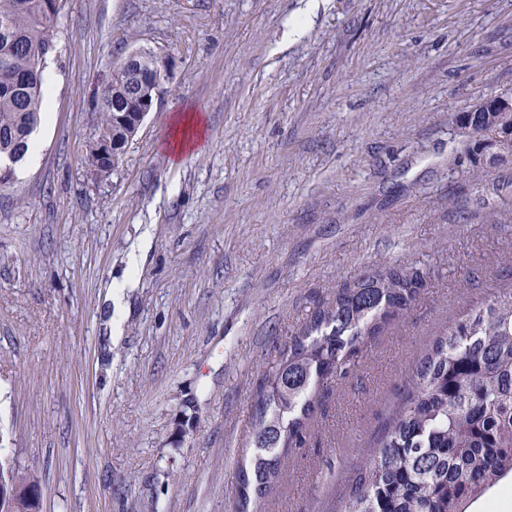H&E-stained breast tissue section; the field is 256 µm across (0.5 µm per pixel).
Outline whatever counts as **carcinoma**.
Here are the masks:
<instances>
[{"label":"carcinoma","mask_w":512,"mask_h":512,"mask_svg":"<svg viewBox=\"0 0 512 512\" xmlns=\"http://www.w3.org/2000/svg\"><path fill=\"white\" fill-rule=\"evenodd\" d=\"M42 0H0V186L10 183L42 120L44 71L55 52L52 24L40 19ZM161 62L150 49L113 67L97 100L95 137L129 142L135 131L116 123L114 110L140 108L141 75ZM482 137L512 134V108L460 113ZM85 147L87 171L100 181L119 167ZM421 275L384 268L344 283L317 303L266 370L257 391L255 426L238 466V512H253L287 462L306 443L319 388L363 352L366 338L407 310ZM512 481V288L471 308L415 362L410 387L391 410L323 512H467Z\"/></svg>","instance_id":"1"}]
</instances>
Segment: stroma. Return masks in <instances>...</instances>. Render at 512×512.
Listing matches in <instances>:
<instances>
[{"instance_id": "obj_1", "label": "stroma", "mask_w": 512, "mask_h": 512, "mask_svg": "<svg viewBox=\"0 0 512 512\" xmlns=\"http://www.w3.org/2000/svg\"><path fill=\"white\" fill-rule=\"evenodd\" d=\"M56 40L40 159L0 187V460L42 512H235L279 349L329 289L417 270L259 505L322 512L435 336L512 286V161L456 123L512 90V0H67ZM142 47L158 103L91 180L96 101ZM185 110L206 130L177 159ZM146 228L114 343L107 286Z\"/></svg>"}]
</instances>
